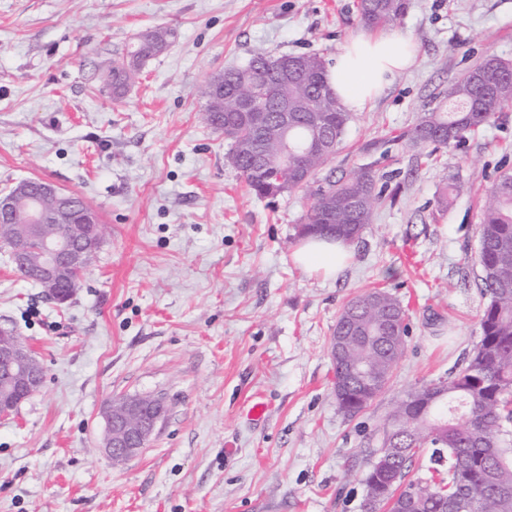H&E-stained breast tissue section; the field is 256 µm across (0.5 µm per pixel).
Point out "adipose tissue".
<instances>
[{
    "mask_svg": "<svg viewBox=\"0 0 512 512\" xmlns=\"http://www.w3.org/2000/svg\"><path fill=\"white\" fill-rule=\"evenodd\" d=\"M413 57V43L404 35H362L338 49L327 65V78L343 108L354 112L376 98L397 72L412 64ZM351 256L344 243L308 239L293 252L292 260L334 277L348 266Z\"/></svg>",
    "mask_w": 512,
    "mask_h": 512,
    "instance_id": "adipose-tissue-1",
    "label": "adipose tissue"
}]
</instances>
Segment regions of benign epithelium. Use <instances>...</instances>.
I'll return each instance as SVG.
<instances>
[{"label":"benign epithelium","mask_w":512,"mask_h":512,"mask_svg":"<svg viewBox=\"0 0 512 512\" xmlns=\"http://www.w3.org/2000/svg\"><path fill=\"white\" fill-rule=\"evenodd\" d=\"M288 100L282 101L277 124L258 132L278 135L288 127ZM27 197L24 226L15 228L8 246L16 266L36 268L38 284L57 304L73 294L88 259L104 242L96 213L81 211L76 195L56 185L26 178L0 190V223L17 218L19 198ZM42 224H66L64 237L40 233ZM44 380L43 367L28 346L17 340L0 345V419L11 416L20 403L38 392ZM164 417V404L156 397H128L104 411L105 447L112 460L123 462L136 455L151 439Z\"/></svg>","instance_id":"obj_1"}]
</instances>
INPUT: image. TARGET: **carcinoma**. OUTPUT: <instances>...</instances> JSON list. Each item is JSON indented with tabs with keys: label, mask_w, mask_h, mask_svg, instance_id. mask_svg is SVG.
<instances>
[{
	"label": "carcinoma",
	"mask_w": 512,
	"mask_h": 512,
	"mask_svg": "<svg viewBox=\"0 0 512 512\" xmlns=\"http://www.w3.org/2000/svg\"><path fill=\"white\" fill-rule=\"evenodd\" d=\"M408 0H358L362 24L381 28L394 24ZM177 38L168 26L154 27L136 41L105 74L112 98L124 97L141 71L137 58L162 54ZM303 72L275 79L277 67L289 56L274 58L261 48L246 64L214 75L201 89L206 99L204 119L224 132L228 161L259 198H276L307 187L336 154L352 115L343 111L327 83L325 62L317 53L301 54ZM509 62L484 56L447 91L448 108L423 113L399 137L418 149L447 148L495 121L512 107ZM263 90L259 114L272 122L282 99H288V129L279 138L258 136L254 119L239 107L235 92ZM383 200L371 166L350 170L310 192V202L296 235L301 239L341 238L352 244L371 224ZM478 260L480 291L486 299L480 318L481 336L465 365L437 383L407 390L382 425L390 446L370 452L361 506L366 512L402 507L409 512H512V171L501 173L482 210ZM408 316L400 302L382 289L350 299L333 330L348 337V359L369 377L388 387L404 355ZM336 402L347 417L359 414L375 396L362 397V378L350 376L339 363ZM432 449L437 468L427 478L410 477L413 464ZM387 469L375 467L378 457Z\"/></svg>",
	"instance_id": "carcinoma-1"
}]
</instances>
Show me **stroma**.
<instances>
[{
	"mask_svg": "<svg viewBox=\"0 0 512 512\" xmlns=\"http://www.w3.org/2000/svg\"><path fill=\"white\" fill-rule=\"evenodd\" d=\"M157 26L176 42L113 100L103 73ZM363 29L357 0H0V188L52 182L86 198L106 233L62 307L0 252V326L44 368L0 420V512H361L394 403L458 370L480 339L481 200L512 169V109L431 158L397 137L483 55L512 61V0H410L394 24L414 64L354 113L314 178L369 164L387 183L333 279L291 258L308 190L252 194L198 90L253 48L329 59ZM374 288L406 309V349L348 418L332 332ZM134 395L164 398L167 413L116 465L102 412Z\"/></svg>",
	"mask_w": 512,
	"mask_h": 512,
	"instance_id": "stroma-1",
	"label": "stroma"
}]
</instances>
